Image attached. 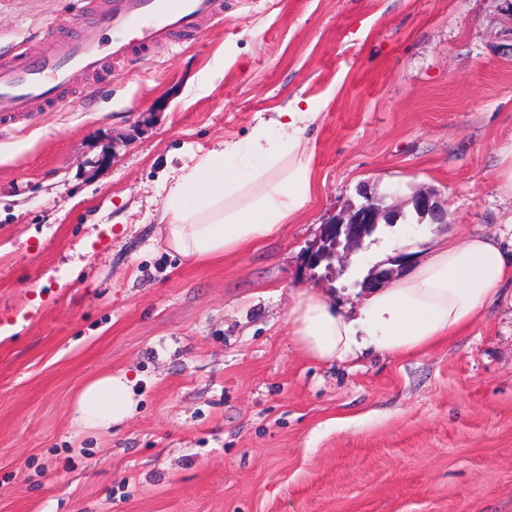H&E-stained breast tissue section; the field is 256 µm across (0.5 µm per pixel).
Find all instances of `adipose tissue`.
I'll return each mask as SVG.
<instances>
[{"label":"adipose tissue","instance_id":"adipose-tissue-1","mask_svg":"<svg viewBox=\"0 0 512 512\" xmlns=\"http://www.w3.org/2000/svg\"><path fill=\"white\" fill-rule=\"evenodd\" d=\"M313 106L309 100L277 109L246 143H224L182 174L161 216L168 246L196 260L238 253L275 239L308 209L316 183L302 134L315 118ZM246 155L254 164H243ZM510 285L512 238L471 232L460 242L443 240L412 274L365 291L354 311L341 310L318 290H301L288 322L297 348L319 364L367 353L411 355L471 327ZM136 405L126 375H103L81 389L75 421L106 429Z\"/></svg>","mask_w":512,"mask_h":512}]
</instances>
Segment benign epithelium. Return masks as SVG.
<instances>
[{"instance_id": "7a95c632", "label": "benign epithelium", "mask_w": 512, "mask_h": 512, "mask_svg": "<svg viewBox=\"0 0 512 512\" xmlns=\"http://www.w3.org/2000/svg\"><path fill=\"white\" fill-rule=\"evenodd\" d=\"M360 196L363 201L352 208L346 217L325 226L320 243L308 258V266L316 267L324 261L336 258L338 247L341 245L344 246L341 259L348 258L362 243L364 237L373 232L378 224L389 216L399 213V210L384 206L380 199L364 190L360 191ZM413 207L421 217L429 218L433 224L448 223V211L429 193L414 196Z\"/></svg>"}]
</instances>
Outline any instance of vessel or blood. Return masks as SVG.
I'll return each mask as SVG.
<instances>
[{"label":"vessel or blood","instance_id":"1","mask_svg":"<svg viewBox=\"0 0 512 512\" xmlns=\"http://www.w3.org/2000/svg\"><path fill=\"white\" fill-rule=\"evenodd\" d=\"M77 11L98 15V27L79 28L68 39L47 41L42 52L0 59V130L28 113L31 102L51 109L62 99L79 100L76 72L102 77L106 62L148 53L171 38L190 39L197 17L219 11L218 0H78ZM112 31L103 46L100 29Z\"/></svg>","mask_w":512,"mask_h":512}]
</instances>
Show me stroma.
Here are the masks:
<instances>
[{
	"instance_id": "1",
	"label": "stroma",
	"mask_w": 512,
	"mask_h": 512,
	"mask_svg": "<svg viewBox=\"0 0 512 512\" xmlns=\"http://www.w3.org/2000/svg\"><path fill=\"white\" fill-rule=\"evenodd\" d=\"M71 0H0V52L66 38ZM197 39L72 80L86 103L0 130V512H512V298L407 357L322 366L296 348L295 293L355 306L393 241L421 262L445 226L498 233L512 142V0H224ZM296 97L316 198L282 235L198 262L162 206L182 173ZM404 220L305 270L360 188ZM126 374L135 412L73 420ZM500 170L497 185L501 192L511 194L512 197V143L500 149ZM412 203L421 218H429L430 224H448V211L435 201L431 194H417L413 197ZM136 405L132 381L125 374L103 375L81 389L74 419L87 429H106L130 417Z\"/></svg>"
}]
</instances>
